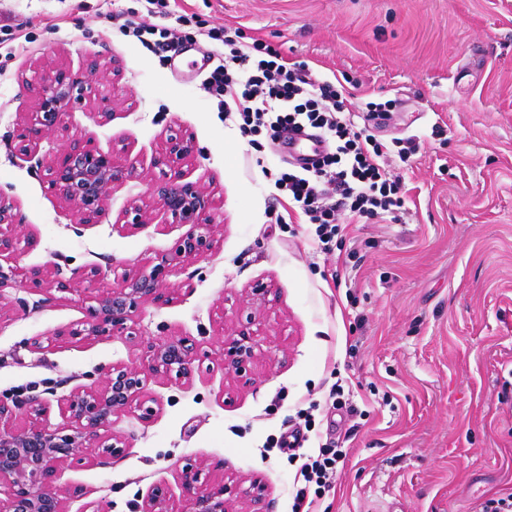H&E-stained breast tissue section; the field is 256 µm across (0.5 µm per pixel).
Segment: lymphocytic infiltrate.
<instances>
[{
	"label": "lymphocytic infiltrate",
	"instance_id": "1",
	"mask_svg": "<svg viewBox=\"0 0 512 512\" xmlns=\"http://www.w3.org/2000/svg\"><path fill=\"white\" fill-rule=\"evenodd\" d=\"M143 7L147 21L122 11L112 13L110 20L155 55L174 54L194 44L208 50L213 66L201 86L220 111L236 115L243 135L263 133L274 144L284 131L310 128L329 142L314 168L285 170L275 182L279 193L312 227L321 252H330L341 229V212L366 220L384 215L400 219L405 205L402 185L386 168L382 144L352 121L335 84L312 81L304 65L289 64L277 48L258 40L243 43L222 26L194 34L187 31L184 15L175 17L171 26L153 24L152 16L170 15L169 0H143ZM216 41L222 49L215 53L210 46ZM314 423L311 410H300L290 435L272 442L300 462L294 477L298 507L334 488L338 465L346 456L333 437L320 445L318 453L302 451L298 438L312 431Z\"/></svg>",
	"mask_w": 512,
	"mask_h": 512
}]
</instances>
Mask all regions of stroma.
Segmentation results:
<instances>
[{
    "mask_svg": "<svg viewBox=\"0 0 512 512\" xmlns=\"http://www.w3.org/2000/svg\"><path fill=\"white\" fill-rule=\"evenodd\" d=\"M170 8L273 45L316 81H334L356 125L382 144L413 137L419 150L405 163L387 156L404 186L401 220L342 217L331 253H321L308 225L276 223L288 207L274 186L288 155L255 150L218 111L201 88L206 56L193 48L162 59L107 20L110 11L142 13L140 0H0L21 26L14 53L0 55V191L39 239L22 264L66 278L94 267L109 288L124 269L170 251L184 228L151 195L161 176L152 161L177 130L194 144L184 179L210 194L223 232L216 248L168 277L179 287L173 303L138 309L140 331L210 350L256 284L272 290L259 310L264 355L251 386L236 392L219 369L186 385L149 381L161 403L154 421L130 414L111 426L128 441L123 458L58 471V486L85 491L67 512L100 498L109 512H138L157 483L180 497L179 472L196 459L206 460L210 483L260 481L272 512H291L297 466L264 445L308 407L318 434L351 433L317 512H472L512 491V0H172ZM92 60L106 81L84 80ZM59 68L83 82L62 128L21 158L14 129L40 107L39 78ZM100 95L112 101L107 122L95 113ZM387 100L397 106L391 119L362 110ZM72 136L123 150L136 170L113 186L93 225L43 184L42 163ZM135 203L148 207L150 223L121 231ZM0 306L1 400H53L136 359L117 336L25 346L81 321L78 296L14 287L0 292ZM336 383L350 415L331 406Z\"/></svg>",
    "mask_w": 512,
    "mask_h": 512,
    "instance_id": "obj_1",
    "label": "stroma"
}]
</instances>
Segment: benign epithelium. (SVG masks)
I'll use <instances>...</instances> for the list:
<instances>
[{"label": "benign epithelium", "instance_id": "obj_1", "mask_svg": "<svg viewBox=\"0 0 512 512\" xmlns=\"http://www.w3.org/2000/svg\"><path fill=\"white\" fill-rule=\"evenodd\" d=\"M77 84L68 70H56L43 89L40 111L29 113L16 127L15 147L20 155H34L57 130ZM192 153L191 141L173 131L153 160L165 176V181L154 185L153 194L173 222L188 230L156 264L124 270L115 287L97 286L92 270L77 276L85 284V317L54 333L56 340L70 343L123 336L137 351L139 363L116 362L97 385L78 387L58 398L63 423L55 427L43 422L50 410L46 399L35 397L12 404L0 401V512H67L65 501L84 492L57 486L55 474L75 461L87 459L106 465L121 459L127 439L114 434L107 440L101 430L127 414L149 422L159 413L160 404L148 392L150 379L187 383L194 368L210 359L222 366L239 388L250 385L251 368L262 356L257 307L239 310L236 323L212 351L204 353L187 336L145 338L135 320V313L145 303L169 304L178 289L166 287L167 278L213 250L220 240L221 225L208 215L212 205L209 194L197 184L181 182L182 164ZM133 175L134 167L122 163L113 152L102 151L89 137H75L60 144L50 156L44 184L49 193L77 210L80 224L90 225L98 222L112 186ZM131 213L132 219L123 224L125 229L135 231L148 224L146 208L136 205ZM37 245V237L17 219L11 199L0 191V289L15 285L33 292H71L69 281L50 268L19 264V256ZM21 409L27 418L24 423L18 420ZM206 468L205 461L194 460L181 469L183 508H174L168 487L156 484L143 497L140 512H238L236 502L240 500L256 512L254 507L263 499L259 482L247 488L237 484L231 496L227 485L210 486L202 480Z\"/></svg>", "mask_w": 512, "mask_h": 512}]
</instances>
